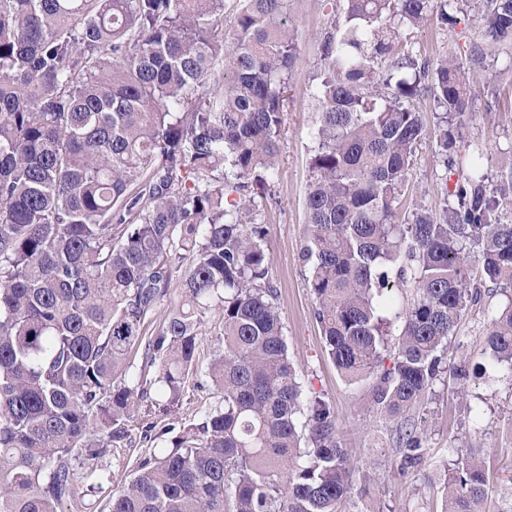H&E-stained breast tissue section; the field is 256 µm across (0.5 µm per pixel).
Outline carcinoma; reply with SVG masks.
<instances>
[{
  "mask_svg": "<svg viewBox=\"0 0 512 512\" xmlns=\"http://www.w3.org/2000/svg\"><path fill=\"white\" fill-rule=\"evenodd\" d=\"M321 39L317 148L303 262L328 356L397 420L405 473L424 462L420 410L464 314L492 284L506 301L482 338L512 372V166L489 182L461 140L486 49L512 42V0H482L469 66L419 62L411 33L455 26L467 0H345ZM288 0H0V512H64L78 465L128 436L143 381H119L145 344L175 404L196 371L206 312L223 325L206 377L220 402L140 463L109 512H380L334 406L303 396L270 283L265 231L242 199L276 169L296 55ZM439 111L450 182L441 217L397 207ZM237 194L241 202H228ZM414 290L394 307L390 272ZM182 300L146 336L174 281ZM400 322L392 332L386 313ZM443 512H481L484 460L446 464Z\"/></svg>",
  "mask_w": 512,
  "mask_h": 512,
  "instance_id": "carcinoma-1",
  "label": "carcinoma"
}]
</instances>
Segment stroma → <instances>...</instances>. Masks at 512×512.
<instances>
[{"mask_svg": "<svg viewBox=\"0 0 512 512\" xmlns=\"http://www.w3.org/2000/svg\"><path fill=\"white\" fill-rule=\"evenodd\" d=\"M297 52L291 89L284 104V126L271 192L256 199L257 220L266 229L264 247L270 257V280L277 290L288 357L304 392L318 393L336 408V428L357 466H372L375 480L371 496L384 512H441L440 486L448 459L481 449L487 465L488 496L482 512H500L502 501L512 495V377L500 369H488L479 378L460 385L446 376L426 408V456L423 464L399 474L392 454L382 453L390 438L388 423L372 411L368 385L346 382L325 351L321 330L314 317L315 299L309 288V268L301 252L310 240L305 197L311 180L310 162L316 148V103L312 96L322 68L319 36L343 25V7L328 8L322 0H289ZM466 22L451 27L428 20L415 31L414 48L422 59L435 62L449 56L464 61L466 46L480 26L478 6H470ZM488 68L471 87L475 111L465 137L483 143L488 174L512 164V44L488 50ZM446 173L439 166L432 143L418 147L408 175V188L400 203L399 223L410 220L415 208L440 213ZM490 297L485 307L465 315L456 330L463 341L450 349L449 364L465 359L484 362L480 341L488 326L490 310L499 304ZM467 398H460V389ZM218 400L211 386L187 384L178 405L167 414L141 405L134 413L129 436L105 456L82 464L85 484L98 491L86 496L81 510L65 505L64 512H107L114 490L127 485L138 465L158 456L171 436L183 427L199 423Z\"/></svg>", "mask_w": 512, "mask_h": 512, "instance_id": "1", "label": "stroma"}]
</instances>
